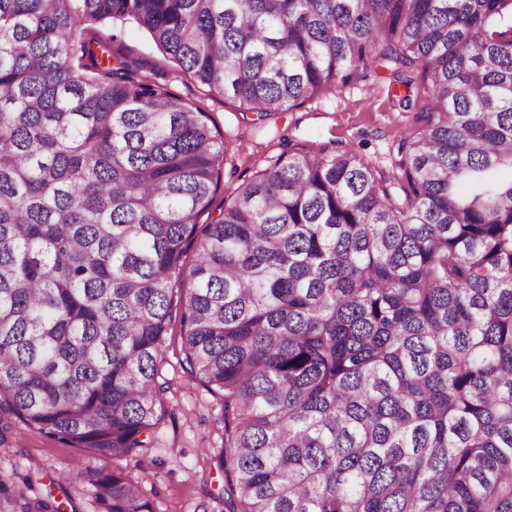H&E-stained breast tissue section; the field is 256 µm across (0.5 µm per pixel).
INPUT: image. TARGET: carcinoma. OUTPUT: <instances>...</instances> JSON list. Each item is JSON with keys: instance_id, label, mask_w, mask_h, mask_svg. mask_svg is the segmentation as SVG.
<instances>
[{"instance_id": "cac0c4a2", "label": "carcinoma", "mask_w": 512, "mask_h": 512, "mask_svg": "<svg viewBox=\"0 0 512 512\" xmlns=\"http://www.w3.org/2000/svg\"><path fill=\"white\" fill-rule=\"evenodd\" d=\"M115 20L261 118L378 61L424 101L391 169L290 144L203 221L224 141ZM509 171L512 0H0V447L19 419L110 457L98 512H153L120 462L177 314L228 512H512Z\"/></svg>"}]
</instances>
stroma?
<instances>
[{"mask_svg":"<svg viewBox=\"0 0 512 512\" xmlns=\"http://www.w3.org/2000/svg\"><path fill=\"white\" fill-rule=\"evenodd\" d=\"M121 29L115 48L137 74L155 78L185 103L202 107L224 140L227 151L211 207L215 213L229 201L239 178L271 163L285 139H335L381 170L390 168L396 137L413 123L411 113L403 111L394 96L396 83L381 67L354 87L253 122L243 118L237 102L189 75L174 74L169 60L134 23H123ZM181 359L180 340L172 338L162 366L168 389L161 420L148 437V452L125 460L124 472L145 488L154 512H224V470L218 462L224 446V401L190 379ZM89 459L101 468L113 466L111 458H89L85 451L66 447L17 421L7 452H0V477L15 484L31 479L27 502L50 494L58 501H71L77 512H97L90 491L77 477ZM64 472L71 478L62 484L58 478Z\"/></svg>","mask_w":512,"mask_h":512,"instance_id":"stroma-1","label":"stroma"}]
</instances>
